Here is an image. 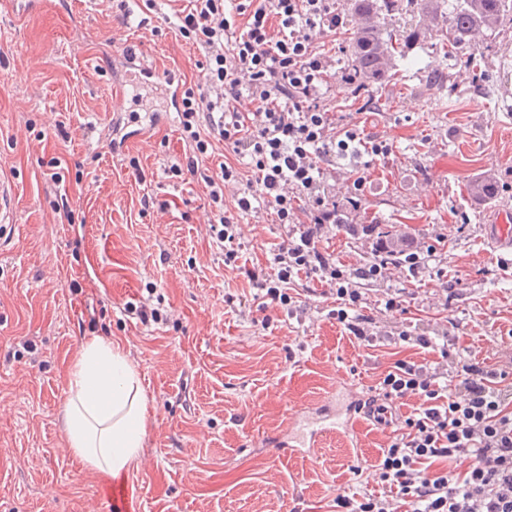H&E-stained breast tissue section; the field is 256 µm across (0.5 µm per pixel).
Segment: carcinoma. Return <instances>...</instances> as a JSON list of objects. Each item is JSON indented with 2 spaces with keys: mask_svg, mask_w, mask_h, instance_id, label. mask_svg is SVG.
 Wrapping results in <instances>:
<instances>
[{
  "mask_svg": "<svg viewBox=\"0 0 512 512\" xmlns=\"http://www.w3.org/2000/svg\"><path fill=\"white\" fill-rule=\"evenodd\" d=\"M345 6L364 20L362 26L349 33V70L357 79V86L371 83L384 84L398 74L397 60L406 56V48L428 27L439 37L443 56H454L472 62L468 49L473 38L480 32L495 33L505 21L512 22V0H455L452 8H446V0H346ZM407 12L411 15V27L402 34L384 30L371 19L381 13ZM473 198L493 203L501 195L502 186L490 176L471 182L468 187ZM342 228L352 236L369 241L373 257L381 260H403L410 264L405 248L399 241L409 233L389 224H344Z\"/></svg>",
  "mask_w": 512,
  "mask_h": 512,
  "instance_id": "obj_1",
  "label": "carcinoma"
}]
</instances>
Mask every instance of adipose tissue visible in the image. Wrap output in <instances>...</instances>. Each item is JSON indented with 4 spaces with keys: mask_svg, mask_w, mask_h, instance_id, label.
<instances>
[{
    "mask_svg": "<svg viewBox=\"0 0 512 512\" xmlns=\"http://www.w3.org/2000/svg\"><path fill=\"white\" fill-rule=\"evenodd\" d=\"M68 386L70 450L99 474L126 469L147 434V402L134 367L111 342L97 337L81 348Z\"/></svg>",
    "mask_w": 512,
    "mask_h": 512,
    "instance_id": "1",
    "label": "adipose tissue"
}]
</instances>
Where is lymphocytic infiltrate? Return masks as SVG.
Listing matches in <instances>:
<instances>
[{"label":"lymphocytic infiltrate","instance_id":"f902f5d3","mask_svg":"<svg viewBox=\"0 0 512 512\" xmlns=\"http://www.w3.org/2000/svg\"><path fill=\"white\" fill-rule=\"evenodd\" d=\"M346 24L340 0H188L178 31L200 52L206 80L181 93L177 114L189 151L171 172L199 176L218 212L211 232L225 246V265L238 259L240 215L270 210L282 224L308 219L299 237L278 245L269 267L245 269V276L284 305L298 277L335 287L337 321L371 342L381 333L364 311L360 284L383 276L389 262L343 270L317 243L338 221L327 182L337 158L381 161L393 151L387 140L336 124L328 95L336 60L328 46ZM218 143L233 161L204 167ZM238 157L246 168L235 165ZM229 184L239 187L231 210L224 204ZM301 197L310 204L304 216L296 206ZM399 338L437 358L396 361L382 378L375 412L411 396L421 406L401 418L374 466L381 493L359 501L337 495L336 512H512V367L453 356L424 335L403 331Z\"/></svg>","mask_w":512,"mask_h":512}]
</instances>
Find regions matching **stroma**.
Segmentation results:
<instances>
[{"instance_id": "stroma-1", "label": "stroma", "mask_w": 512, "mask_h": 512, "mask_svg": "<svg viewBox=\"0 0 512 512\" xmlns=\"http://www.w3.org/2000/svg\"><path fill=\"white\" fill-rule=\"evenodd\" d=\"M184 5L127 0L123 20L109 0L38 13L0 5V175L15 184L14 224L0 236V512H109L104 476L72 453L65 431L68 372L95 337L122 350L146 397L143 447L120 473L142 512H332L337 494L377 489L372 466L391 434L363 416L355 435L279 458L262 439L290 408L319 403L341 379L375 396L395 361L432 360L400 342L401 330L444 332L460 355L512 361V251L484 234L512 213V24L475 40L472 67L421 38L399 60V79L358 92L342 80L348 52L336 54L337 122L393 145L385 162L337 161V204L350 224L411 225L435 251L417 276L367 282L374 310L399 289L412 296L387 336L367 343L332 317L334 297L315 280L303 312L253 305V284L225 267L210 237L205 193L169 171L184 159L176 113L143 114L119 150L103 142L142 68L203 83L199 51L175 28ZM127 46L141 50V67L123 60ZM354 167L365 179L356 210ZM488 173L504 192L479 205L466 185ZM240 224L239 261L249 265L266 263L290 231L264 212ZM321 245L348 269L372 258L370 243L339 228ZM74 280L81 293L70 292ZM142 300L166 322L125 314ZM26 340L36 353L22 351Z\"/></svg>"}]
</instances>
